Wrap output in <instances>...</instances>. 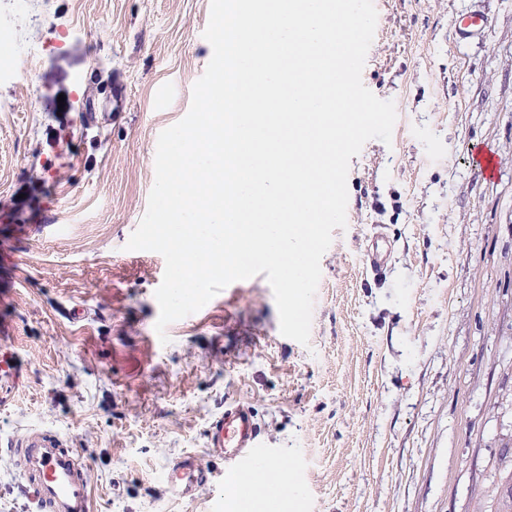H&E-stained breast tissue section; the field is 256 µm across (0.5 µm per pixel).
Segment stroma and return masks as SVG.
<instances>
[{
  "instance_id": "1",
  "label": "stroma",
  "mask_w": 512,
  "mask_h": 512,
  "mask_svg": "<svg viewBox=\"0 0 512 512\" xmlns=\"http://www.w3.org/2000/svg\"><path fill=\"white\" fill-rule=\"evenodd\" d=\"M373 3L362 81L397 120L351 159L305 345L281 335L262 274L161 343L165 260L126 247L158 136L212 57L210 0L0 12V346L24 367L0 403V512H33L3 447L29 428L72 441L96 512H210L222 486L178 499L163 473L187 453L223 469L207 428L230 402L285 464V512H512V0ZM474 9L490 23L459 45ZM477 144L496 179L473 170ZM377 232L396 246L375 277ZM471 164L482 179H495L498 172V161L495 153L488 147L483 145L473 147L471 149Z\"/></svg>"
}]
</instances>
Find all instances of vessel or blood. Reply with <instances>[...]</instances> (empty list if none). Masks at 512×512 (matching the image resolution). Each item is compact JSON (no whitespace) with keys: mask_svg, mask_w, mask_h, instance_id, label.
<instances>
[{"mask_svg":"<svg viewBox=\"0 0 512 512\" xmlns=\"http://www.w3.org/2000/svg\"><path fill=\"white\" fill-rule=\"evenodd\" d=\"M488 25L480 12L459 17L455 26L457 41L478 37ZM471 164L485 180L495 179L498 161L495 153L478 145L471 150ZM390 241L373 236L366 261L373 271H382L391 253ZM207 446L224 459V473L233 476L255 464L262 450L260 428L253 410L241 403L225 405L207 430ZM23 478V489L36 506V512H94V499L86 471L69 439L50 431L31 429L8 445ZM219 475L203 469L195 457L184 456L164 473L169 492L179 498H192L197 487L217 483Z\"/></svg>","mask_w":512,"mask_h":512,"instance_id":"b4317fda","label":"vessel or blood"}]
</instances>
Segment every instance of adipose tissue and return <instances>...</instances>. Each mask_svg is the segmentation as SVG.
<instances>
[{
    "label": "adipose tissue",
    "instance_id": "adipose-tissue-1",
    "mask_svg": "<svg viewBox=\"0 0 512 512\" xmlns=\"http://www.w3.org/2000/svg\"><path fill=\"white\" fill-rule=\"evenodd\" d=\"M243 482L249 483L253 488L250 497L243 498L237 493L238 485ZM289 493L290 485L285 467L266 464L227 481V512H253L258 505L263 507L264 512H282Z\"/></svg>",
    "mask_w": 512,
    "mask_h": 512
}]
</instances>
